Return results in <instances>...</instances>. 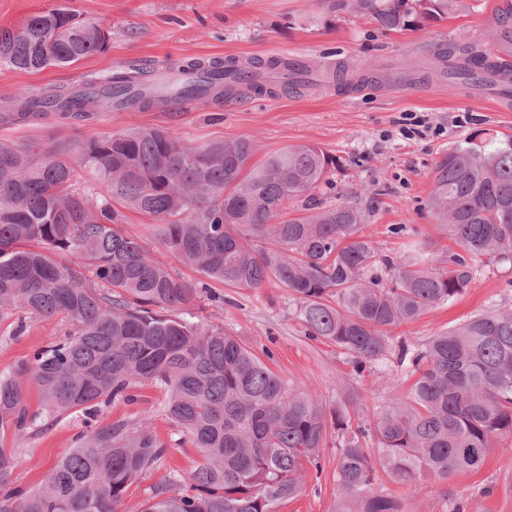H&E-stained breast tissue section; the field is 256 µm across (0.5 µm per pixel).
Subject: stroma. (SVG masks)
<instances>
[{"label": "stroma", "instance_id": "1", "mask_svg": "<svg viewBox=\"0 0 512 512\" xmlns=\"http://www.w3.org/2000/svg\"><path fill=\"white\" fill-rule=\"evenodd\" d=\"M465 2L466 9L447 20L385 31L367 17L331 8L330 0H0V29L16 27L37 12L64 8L100 23L108 34L102 52L67 67L25 71L0 65V105L21 95L77 86L117 68L156 73L182 61L232 58L246 64L275 58L308 69L304 82L286 91L272 82L260 94L198 101L168 112H101L85 124L54 117L0 121V141L55 145L158 127L170 129L190 147L242 136L255 138L263 155L315 145L340 158L336 200L365 211L362 233L379 254L406 257L422 247L438 254L451 242L428 206L437 161L472 131L512 135V99L434 72L438 53L450 50L461 57L470 45L493 50L492 16L506 0ZM411 112L426 116L437 134L402 136L399 122ZM216 291L223 302H195L188 315L224 326L253 352L271 349V368L312 393L326 411L344 409L353 421L365 422L413 383L395 360L376 361L360 373L335 344L307 336L290 294L276 282L257 290L220 285ZM497 308H512L509 264L484 267L463 295L394 329L391 342L413 347L474 313ZM17 318L14 312L0 316V373L28 361L34 350L67 330L55 317L27 321L19 334ZM134 394V400L104 407L102 422L137 421L151 414V425L169 451L154 471L130 486L122 512H140L151 485L170 471H189L201 459L198 449L159 413L160 389L146 383ZM84 429L82 415L74 412L58 418L41 436L25 430L7 435L17 486L32 490L43 485ZM338 465L331 436L320 470H308L301 495L280 512H333L341 494ZM378 483L402 499L406 512H449L453 499L462 501L464 512H512V437L495 439L479 470L454 474L440 491L399 485L384 473Z\"/></svg>", "mask_w": 512, "mask_h": 512}]
</instances>
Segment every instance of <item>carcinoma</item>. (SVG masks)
<instances>
[{
    "mask_svg": "<svg viewBox=\"0 0 512 512\" xmlns=\"http://www.w3.org/2000/svg\"><path fill=\"white\" fill-rule=\"evenodd\" d=\"M463 0H336L383 30L440 21ZM76 14L51 10L0 30V65L21 70L70 66L104 50L108 36ZM496 54L512 56V4L493 23ZM455 78L509 81L512 64L470 56L441 59ZM293 65L276 59L242 66L190 61L196 75L180 96L219 102L261 91V77ZM140 72L118 70L84 91L20 99L12 118L56 112L87 120L100 107L158 108L178 102ZM255 139L187 147L163 128H135L107 140L51 148L0 142V313L62 316L64 338L0 374V512H120L129 487L149 474L168 446L150 418L99 423L100 406L150 382L167 399L160 413L201 454L186 473L150 487L141 512H280L302 491L305 466L320 468L334 430L343 495L334 512H405L374 487L376 453L398 484L436 486L483 465L492 441L512 436V310L476 313L395 360L417 375L410 392L376 410L373 422L327 415L309 392L290 387L267 361L219 325L179 316L207 284L186 280L122 232L111 201L152 217L153 235L181 262L213 282L288 289L308 335L351 355L357 370L392 353L388 333L455 300L491 262L512 264V137L468 135L435 168L429 206L460 251L440 259L377 253L361 234L362 212L330 204L317 190L339 160L314 145L252 163ZM302 204L290 216L287 204ZM33 382L49 417L84 413L89 430L53 467L46 485L15 486L9 432L44 431L24 405ZM375 437L377 448L364 446Z\"/></svg>",
    "mask_w": 512,
    "mask_h": 512,
    "instance_id": "1",
    "label": "carcinoma"
}]
</instances>
